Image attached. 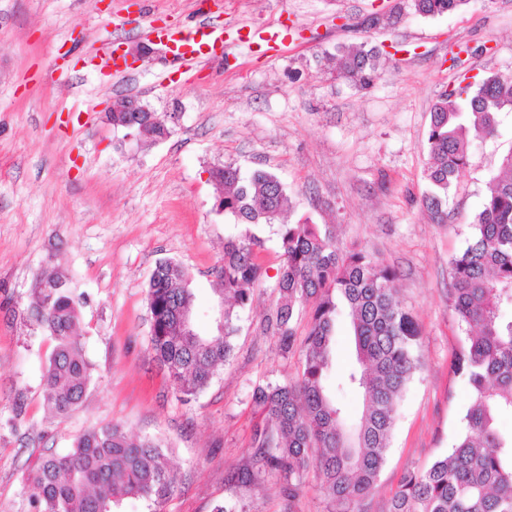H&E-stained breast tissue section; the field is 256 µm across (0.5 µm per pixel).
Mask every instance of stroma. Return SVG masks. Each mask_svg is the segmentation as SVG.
Here are the masks:
<instances>
[{
  "label": "stroma",
  "mask_w": 512,
  "mask_h": 512,
  "mask_svg": "<svg viewBox=\"0 0 512 512\" xmlns=\"http://www.w3.org/2000/svg\"><path fill=\"white\" fill-rule=\"evenodd\" d=\"M208 13L224 20V48L203 71L183 70L157 44L115 78L101 56L145 45L133 18L189 28L198 0H0V512H28L24 485L44 454L104 424L165 442L178 489L163 512L236 501L251 512H325L311 472L292 500L271 477L251 488L227 480L250 463L253 389L301 370L300 351L282 355L266 328L281 262L273 231L263 233L264 275L233 354L208 388L182 401L149 346L146 289L162 259L185 269L198 330L214 326V271L235 228L214 209L208 171L224 163L275 174L289 197L284 222L329 226L340 247L394 269L395 297L419 325V368L368 512H386L403 473L446 455L461 430L469 392L452 363L468 329L448 305L450 260L512 150V112L471 143L443 224L424 204L427 133L442 91L512 75V0H470L435 17L415 14L411 0H224ZM252 29L277 35L278 49L248 39ZM359 42L390 54L367 89L336 78L326 59ZM119 95L179 112L170 137L141 143L107 124ZM51 277L79 309L76 335L92 365L62 421L44 407L55 342L32 315ZM350 363L343 317L327 383L355 415L359 398L341 385Z\"/></svg>",
  "instance_id": "stroma-1"
}]
</instances>
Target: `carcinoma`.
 <instances>
[{"label": "carcinoma", "instance_id": "carcinoma-1", "mask_svg": "<svg viewBox=\"0 0 512 512\" xmlns=\"http://www.w3.org/2000/svg\"><path fill=\"white\" fill-rule=\"evenodd\" d=\"M411 2L417 14L430 17L470 0ZM332 59L337 77L362 88L380 78L382 64L373 48L341 46ZM502 112H512V76H488L463 102L454 91L438 96L427 138L432 191L425 198L434 222L448 219V192L470 165L469 137L494 135ZM502 167L475 215L466 247L451 260L449 305L460 324L476 329L455 362V373L469 387L463 429L446 456L401 476L387 512H512V431L498 423L502 414H512V318L502 313L512 306V150ZM210 175L224 195V216L240 227L224 239V259L216 269L215 331L196 329L186 272L163 259L147 287L151 350L183 399L207 388L230 359L239 312L251 305L261 280L258 253L265 240L256 229L276 227L282 263L267 328L283 355L300 348L302 370L294 380L254 388L252 401L263 423L253 433L251 467L230 479L249 487L274 476L294 498L311 467L328 512H364L387 457L398 402L418 368L414 345L420 331L394 298L396 274L361 249H342L326 228L306 221L278 223L288 194L275 175L245 174L231 163L212 168ZM47 284L34 305L37 322L55 342L44 402L53 417L63 419L81 403L91 364L75 336L77 308L53 287L54 280ZM306 306L310 328L299 344L293 318ZM340 312L350 318L354 343L355 365L346 384L362 398L354 429L325 384ZM25 488L31 512H114L128 498L148 500L161 512L176 485L162 441L132 437L113 424L82 432L65 453L45 455Z\"/></svg>", "mask_w": 512, "mask_h": 512}]
</instances>
